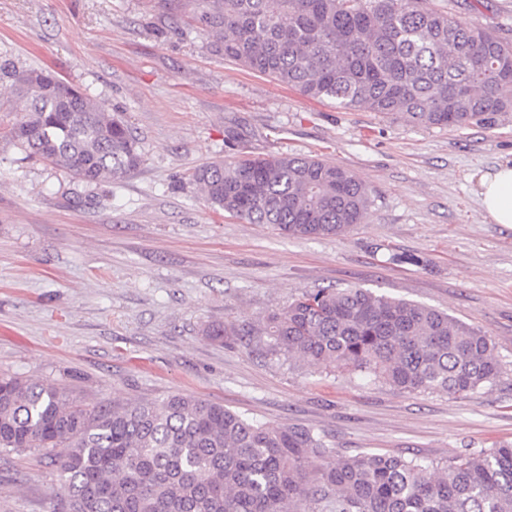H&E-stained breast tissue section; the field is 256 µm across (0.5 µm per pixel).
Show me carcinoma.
<instances>
[{"instance_id":"1","label":"carcinoma","mask_w":512,"mask_h":512,"mask_svg":"<svg viewBox=\"0 0 512 512\" xmlns=\"http://www.w3.org/2000/svg\"><path fill=\"white\" fill-rule=\"evenodd\" d=\"M224 59L318 101L465 127L512 112V40L426 0H185ZM25 99L10 131L28 159L86 184L142 163L124 122L40 69L0 65ZM209 203L296 237L338 236L371 197L352 172L309 156L197 169ZM267 352L409 393L468 395L496 382L489 336L437 309L357 287L302 292L252 326ZM67 445L66 512H512V442L445 463L333 455L316 428H270L187 394L89 411L66 389L0 375V450Z\"/></svg>"}]
</instances>
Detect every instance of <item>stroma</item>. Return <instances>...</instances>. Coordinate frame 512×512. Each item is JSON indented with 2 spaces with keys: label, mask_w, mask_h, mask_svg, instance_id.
Here are the masks:
<instances>
[{
  "label": "stroma",
  "mask_w": 512,
  "mask_h": 512,
  "mask_svg": "<svg viewBox=\"0 0 512 512\" xmlns=\"http://www.w3.org/2000/svg\"><path fill=\"white\" fill-rule=\"evenodd\" d=\"M428 4L512 39V0ZM0 64L80 87L143 154L126 177L85 185L23 158L9 129L24 104L0 105V374L61 385L91 410L189 393L271 428L322 429L346 456L443 461L512 441V228L484 219L470 182L512 155V112L439 128L311 100L225 60L189 7L164 0H0ZM252 155L352 171L367 217L301 238L214 211L194 169ZM348 286L480 329L501 376L467 396L407 393L206 334ZM66 498L51 455L0 452V512H59Z\"/></svg>",
  "instance_id": "obj_1"
}]
</instances>
